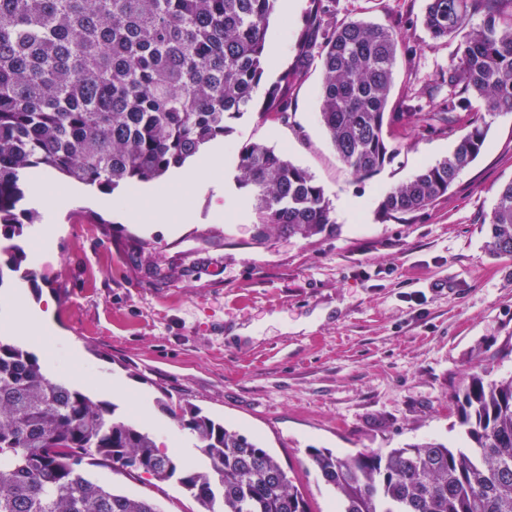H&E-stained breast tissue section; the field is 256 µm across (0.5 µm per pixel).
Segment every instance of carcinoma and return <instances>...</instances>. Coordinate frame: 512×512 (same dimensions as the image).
<instances>
[{"mask_svg":"<svg viewBox=\"0 0 512 512\" xmlns=\"http://www.w3.org/2000/svg\"><path fill=\"white\" fill-rule=\"evenodd\" d=\"M277 0H0V236L23 234L30 176L53 171L90 189L158 183L224 137L265 88L261 114L288 118L291 87L310 64L323 81L320 121L357 179L399 147L412 112L389 111L399 34L382 24L333 21L313 0L298 37L300 64L264 85L265 42ZM434 41L459 39L448 64V105L427 125L448 131L455 101L512 113V0H426ZM483 23L470 25L473 15ZM487 128L470 126L454 151L383 193L399 219L443 197L481 153ZM234 182L263 232L309 238L335 224L323 187L262 142L238 152ZM486 249L512 255V181L497 193ZM142 259L148 243L115 239ZM16 251L0 287L32 281ZM461 443L427 440L338 457L309 449L336 494V512H512V376L486 384L473 371L455 395ZM115 408L53 377L23 342L0 340V512H162L150 500L97 482L91 467L179 483L199 512H310L307 498L257 442L190 407L178 418L208 460L192 467Z\"/></svg>","mask_w":512,"mask_h":512,"instance_id":"1","label":"carcinoma"}]
</instances>
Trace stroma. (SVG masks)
Here are the masks:
<instances>
[{"label": "stroma", "instance_id": "stroma-1", "mask_svg": "<svg viewBox=\"0 0 512 512\" xmlns=\"http://www.w3.org/2000/svg\"><path fill=\"white\" fill-rule=\"evenodd\" d=\"M310 0L276 8L267 31V80L296 60ZM426 0H333L337 22L393 27L403 49L390 104L412 112L448 101L442 75L455 40L433 41L422 24ZM322 73L310 66L288 96V119L251 111L219 139L223 190L201 185L182 194L189 223L154 230L112 217V207L78 189L62 200L48 246L51 261L27 248L41 225L15 238L36 280L14 288L20 302L52 308L67 348L93 374L145 392L151 412L181 447L194 441L175 418L196 406L258 440L307 497L312 512H335L333 493L308 451L345 456L435 439L460 429L453 396L473 368L485 381L512 376V256L484 248L497 191L512 181V114L486 116L481 154L447 194L403 220H381L383 192L447 157L474 115L456 109L453 131L425 124L397 128L399 154L377 173L353 178L319 121ZM260 141L307 169L323 187L335 229L310 238L258 226L236 188L240 146ZM129 235L150 242L157 268L117 250ZM115 488L153 499L163 512H197L177 483L96 467Z\"/></svg>", "mask_w": 512, "mask_h": 512}]
</instances>
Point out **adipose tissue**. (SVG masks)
<instances>
[{
    "label": "adipose tissue",
    "mask_w": 512,
    "mask_h": 512,
    "mask_svg": "<svg viewBox=\"0 0 512 512\" xmlns=\"http://www.w3.org/2000/svg\"><path fill=\"white\" fill-rule=\"evenodd\" d=\"M201 182L220 185L221 173L215 161H204L194 169H179L177 182L170 197L149 201L142 195H134L124 217L131 222L147 226L164 220L171 214L175 215L178 221H187V212L174 210L173 198ZM0 333L7 336L21 333L37 337L47 365L55 366L63 339L48 312L40 309L30 310L26 304L16 302L12 293L0 292ZM67 371L74 382H88L110 393L122 395L135 414L143 418L149 417L150 411L145 395L125 388L120 383L92 375L82 364L79 356H72Z\"/></svg>",
    "instance_id": "obj_1"
}]
</instances>
